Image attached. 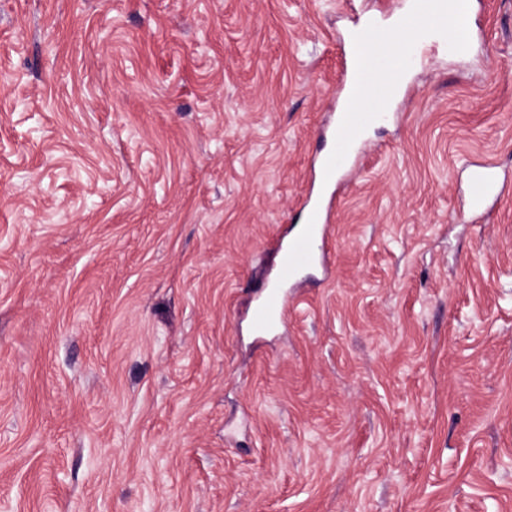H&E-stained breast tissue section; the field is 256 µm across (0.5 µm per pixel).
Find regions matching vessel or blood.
<instances>
[{
    "instance_id": "b4317fda",
    "label": "vessel or blood",
    "mask_w": 512,
    "mask_h": 512,
    "mask_svg": "<svg viewBox=\"0 0 512 512\" xmlns=\"http://www.w3.org/2000/svg\"><path fill=\"white\" fill-rule=\"evenodd\" d=\"M449 35V49H456L468 39L466 26L457 24L447 0H410L397 13L389 29L367 26L347 56L345 76L361 95V107L338 113L328 136L337 148L329 149L314 162V180L305 201V229L277 246V265L270 287L261 289L254 301L250 325L254 334L266 336L287 327L291 300L285 289L296 284L309 266L324 262V242L330 232L328 212L335 200L332 191L339 174L361 150L359 138L369 124L388 118L380 97L392 91L404 73L413 66L417 40L422 31ZM497 189L492 163L471 165L466 199L469 209L484 207Z\"/></svg>"
}]
</instances>
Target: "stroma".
I'll return each instance as SVG.
<instances>
[{"label": "stroma", "instance_id": "35a3bbf8", "mask_svg": "<svg viewBox=\"0 0 512 512\" xmlns=\"http://www.w3.org/2000/svg\"><path fill=\"white\" fill-rule=\"evenodd\" d=\"M407 0H0V512H512V0L434 40L339 179L287 329L255 290ZM466 199L469 210H479L497 189L494 165L490 162L469 165Z\"/></svg>", "mask_w": 512, "mask_h": 512}]
</instances>
